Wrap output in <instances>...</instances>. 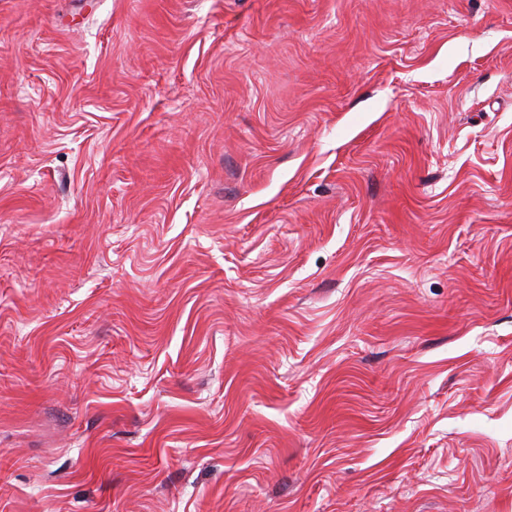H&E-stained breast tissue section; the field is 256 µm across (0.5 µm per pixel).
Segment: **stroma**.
<instances>
[{"label":"stroma","mask_w":512,"mask_h":512,"mask_svg":"<svg viewBox=\"0 0 512 512\" xmlns=\"http://www.w3.org/2000/svg\"><path fill=\"white\" fill-rule=\"evenodd\" d=\"M0 512H512V0H0Z\"/></svg>","instance_id":"obj_1"}]
</instances>
